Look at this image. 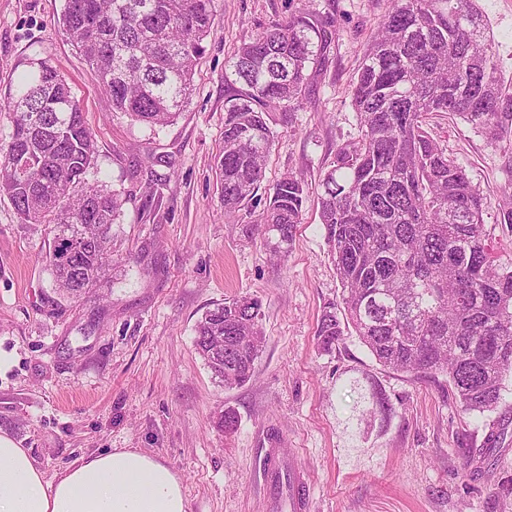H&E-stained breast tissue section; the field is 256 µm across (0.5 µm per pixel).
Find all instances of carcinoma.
Listing matches in <instances>:
<instances>
[{"mask_svg": "<svg viewBox=\"0 0 512 512\" xmlns=\"http://www.w3.org/2000/svg\"><path fill=\"white\" fill-rule=\"evenodd\" d=\"M212 2L65 0L59 25L111 110L155 128L189 104ZM339 37L333 10L306 8L244 35L232 57L217 191L231 221L258 214L256 230L279 258L292 247L309 190L288 173L259 193L275 144L266 114L299 110ZM468 82L477 97L459 94ZM351 100L358 139L336 148L319 181L341 300L323 307L317 345L332 350L350 328L380 365L417 379L444 375L463 411H494L512 373V266L498 264L487 242V198L428 130L430 116L444 113L512 149V93L478 0H389ZM0 112L13 125L0 146V199L21 223L49 227V270L79 299L108 275L107 232L125 200L88 178L95 133L46 60L29 62ZM260 317V301L241 297L195 325V350L226 388L254 373L265 341Z\"/></svg>", "mask_w": 512, "mask_h": 512, "instance_id": "1", "label": "carcinoma"}]
</instances>
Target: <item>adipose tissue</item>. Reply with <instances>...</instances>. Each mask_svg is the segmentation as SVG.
<instances>
[{
    "instance_id": "1",
    "label": "adipose tissue",
    "mask_w": 512,
    "mask_h": 512,
    "mask_svg": "<svg viewBox=\"0 0 512 512\" xmlns=\"http://www.w3.org/2000/svg\"><path fill=\"white\" fill-rule=\"evenodd\" d=\"M0 512H188V504L175 470L144 449L84 455L49 478L0 432Z\"/></svg>"
}]
</instances>
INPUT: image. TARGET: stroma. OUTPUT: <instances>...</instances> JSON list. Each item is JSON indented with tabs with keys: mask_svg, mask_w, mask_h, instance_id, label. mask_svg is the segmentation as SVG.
Instances as JSON below:
<instances>
[{
	"mask_svg": "<svg viewBox=\"0 0 512 512\" xmlns=\"http://www.w3.org/2000/svg\"><path fill=\"white\" fill-rule=\"evenodd\" d=\"M302 0H214L188 106L155 129L106 111L94 73L57 25L63 0H0V97L25 63L49 60L71 84L98 143V177L127 203L112 227V280L79 301L55 290L52 234L0 200V430L52 477L77 457L142 448L183 479L188 512H272L265 450L279 448L311 487L307 512H512V424L462 411L446 377L379 365L357 336L329 352L315 332L341 288L315 201L284 261L252 216L228 223L213 159L224 133L230 62L241 36ZM340 26L335 60L297 112H273L263 188L291 172L317 189L337 145L358 136L351 87L388 0H313ZM498 69L512 80V0H479ZM434 136L488 200L485 230L512 264L503 191L512 155L459 119ZM262 303L265 342L252 379L228 389L196 353L214 305ZM382 393L389 409L373 408ZM238 416L228 432L225 410ZM497 450L483 456L492 432Z\"/></svg>",
	"mask_w": 512,
	"mask_h": 512,
	"instance_id": "obj_1",
	"label": "stroma"
}]
</instances>
